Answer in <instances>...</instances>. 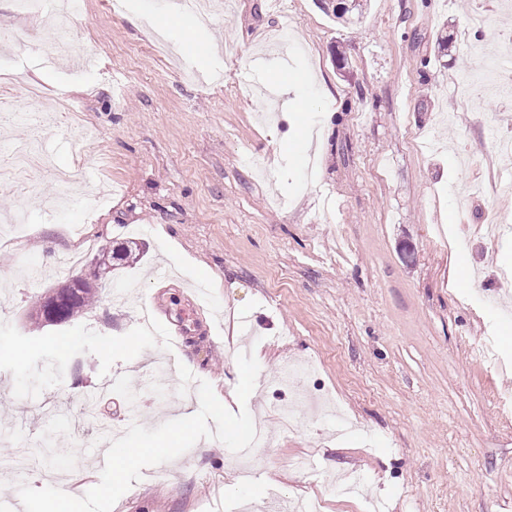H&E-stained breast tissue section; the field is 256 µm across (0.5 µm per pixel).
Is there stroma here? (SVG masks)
Segmentation results:
<instances>
[{
  "mask_svg": "<svg viewBox=\"0 0 512 512\" xmlns=\"http://www.w3.org/2000/svg\"><path fill=\"white\" fill-rule=\"evenodd\" d=\"M319 3L285 0L280 16L236 0L198 24L158 0L116 12L80 0L70 40L94 64L74 72L48 15L20 19L0 0L16 36L0 50V95L17 110L0 117V147L35 141L73 175L69 208L53 205L43 171L24 195L0 191V216L28 210L17 243L0 247V426L34 461L0 466V494L24 481L83 496L100 481L101 425L121 436L197 412L195 384L187 403L177 372L151 373L165 356L231 412L261 418L271 445L250 481L224 444L199 440L166 470L143 468L113 512H261L271 491L320 512H366L370 500L378 512H512V415L499 403L512 394V311L497 301L512 275V160L498 152L512 92L479 79L489 61L512 78V46L498 39L512 0H367L351 22ZM134 14L140 27L125 21ZM274 73L312 107L259 121L257 90ZM30 84L45 97L31 99ZM28 112L42 122L21 121ZM495 215L491 242L478 227ZM82 233L99 250L139 239L140 258L98 279L69 324L37 327L33 307L62 282L54 263ZM24 263L41 277L21 278ZM470 271L474 290L461 284ZM242 312L265 380L244 404L231 355ZM487 336L501 364L476 357ZM287 360L310 376L283 382ZM295 457L309 468L289 467ZM352 472L363 495L336 488Z\"/></svg>",
  "mask_w": 512,
  "mask_h": 512,
  "instance_id": "1",
  "label": "stroma"
}]
</instances>
